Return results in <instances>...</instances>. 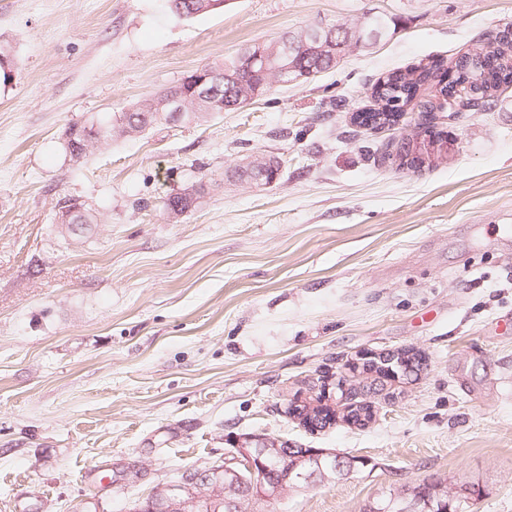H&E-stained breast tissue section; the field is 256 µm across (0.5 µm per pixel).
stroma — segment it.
<instances>
[{
    "label": "stroma",
    "mask_w": 512,
    "mask_h": 512,
    "mask_svg": "<svg viewBox=\"0 0 512 512\" xmlns=\"http://www.w3.org/2000/svg\"><path fill=\"white\" fill-rule=\"evenodd\" d=\"M387 37L308 82L205 123L160 122L80 161L73 123L108 124L197 68L288 30L366 13ZM512 0H0V512H131L246 434L365 467L267 512H363L393 490L477 489L512 512V88L438 112L441 157L396 169L411 129L350 122L388 71L478 46ZM281 163L257 184L236 170ZM206 182L170 215L175 190ZM96 216L64 231L59 200ZM416 373L361 376L366 426L289 417L361 352ZM171 11L184 19L214 11L226 0H168ZM221 8V7H220Z\"/></svg>",
    "instance_id": "obj_1"
}]
</instances>
